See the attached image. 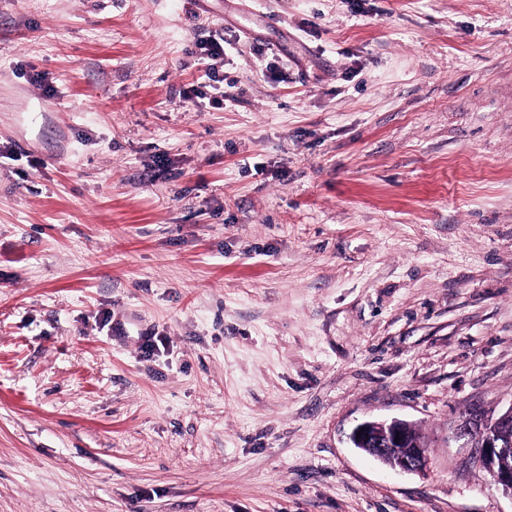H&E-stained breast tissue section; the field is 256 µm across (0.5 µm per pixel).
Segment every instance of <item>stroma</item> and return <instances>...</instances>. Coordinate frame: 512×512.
<instances>
[{"label":"stroma","mask_w":512,"mask_h":512,"mask_svg":"<svg viewBox=\"0 0 512 512\" xmlns=\"http://www.w3.org/2000/svg\"><path fill=\"white\" fill-rule=\"evenodd\" d=\"M511 406L512 0H0V512H512ZM201 55L208 59L205 77L211 81L219 82V68L224 66V37L215 32L206 41L197 43ZM507 428L512 429V406L497 416L474 408L462 423L455 426L454 434L457 439L475 442L482 469L503 491L512 495V455H507L508 448H512V438L506 440L502 436V431ZM503 456L506 457L502 461L511 467L498 466V460ZM357 432H360V438H357ZM396 434H399L398 442H395ZM350 439L355 448L395 470L417 473L429 463L427 445L408 423L401 420L365 421L353 429ZM400 448H407L408 452L402 454Z\"/></svg>","instance_id":"35a3bbf8"}]
</instances>
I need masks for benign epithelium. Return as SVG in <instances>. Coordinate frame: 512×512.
Returning <instances> with one entry per match:
<instances>
[{
	"mask_svg": "<svg viewBox=\"0 0 512 512\" xmlns=\"http://www.w3.org/2000/svg\"><path fill=\"white\" fill-rule=\"evenodd\" d=\"M507 428L512 429V406L497 416L474 408L455 426L454 434L458 439L475 442L482 469L503 491L512 495V466H498V460L512 448V439L502 436ZM350 439L355 447L395 470L417 473L429 463L427 445L401 420L365 421L353 429Z\"/></svg>",
	"mask_w": 512,
	"mask_h": 512,
	"instance_id": "1",
	"label": "benign epithelium"
}]
</instances>
